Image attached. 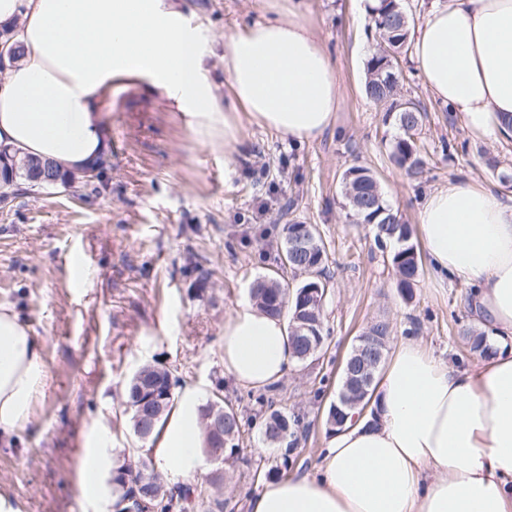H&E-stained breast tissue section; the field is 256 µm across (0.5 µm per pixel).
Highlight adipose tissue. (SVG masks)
<instances>
[{
    "label": "adipose tissue",
    "instance_id": "adipose-tissue-1",
    "mask_svg": "<svg viewBox=\"0 0 512 512\" xmlns=\"http://www.w3.org/2000/svg\"><path fill=\"white\" fill-rule=\"evenodd\" d=\"M224 38V95L208 78L212 44L180 0H0V24L24 54L0 80V145L80 171L109 150L101 103L119 80L165 93L211 143L241 119L309 143L340 107L335 65L295 5ZM414 61L435 99L473 134H512V0H433L414 31ZM415 232L435 277L472 286L493 356L467 367L399 344L367 408L346 411L313 473L268 482L252 512H512V196L467 180L425 194ZM284 318L241 305L224 322V374L277 385L294 363ZM44 381L41 347L0 306V439L27 422ZM202 392L185 388L153 450L175 478L205 465ZM107 432L81 449L75 478L104 503L115 468Z\"/></svg>",
    "mask_w": 512,
    "mask_h": 512
}]
</instances>
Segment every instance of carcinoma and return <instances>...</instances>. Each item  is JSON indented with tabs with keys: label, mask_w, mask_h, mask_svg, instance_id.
<instances>
[{
	"label": "carcinoma",
	"mask_w": 512,
	"mask_h": 512,
	"mask_svg": "<svg viewBox=\"0 0 512 512\" xmlns=\"http://www.w3.org/2000/svg\"><path fill=\"white\" fill-rule=\"evenodd\" d=\"M403 11L400 0H380V6L372 14V29L381 47L375 49L367 61L364 92L367 98L374 102L389 104L387 112L395 114V122L402 132V135L392 143L391 159L398 167L416 174L422 171L424 159L411 135L417 134L423 123L424 112L419 104L398 98L399 74L394 66L395 55L406 53L409 49L410 20ZM109 164L110 158L102 157L90 169L82 170L78 178L84 186L90 187L93 180L89 176V171L100 173ZM43 165L55 171L60 179V186L64 188L72 186L78 179L73 172L63 170L51 161L43 162L32 157L27 158L25 162L18 161L3 148L0 150V182L10 185L20 177L32 183L39 176ZM342 185L344 197L359 223L375 226L377 242L381 245L398 244V249L391 256V263L396 272L395 288L405 302L412 301L421 274L422 260L416 246L411 242L410 225L403 223L398 212L385 203L381 186L369 169L361 166L348 167L342 174ZM310 231L316 238L317 246L304 256L287 257V264L291 270L303 272L311 265L316 276L309 277L291 292L281 288L280 282L274 278L259 280L251 288V297L256 306L270 316L279 317L285 309L291 319H323L320 311L324 310V306H309L301 301V291L309 285H319L324 295L329 291V280L325 275L326 249L317 229L312 227ZM464 335L472 340L471 350L487 357L493 354L484 333L466 329ZM172 387V373L168 369L144 365L134 373L126 386V404L134 432H139L140 428L138 404L141 400L151 397L156 412L160 414L150 436V441L156 440L159 428L174 406ZM201 416L204 421L210 417H224V430L221 434L211 433L206 436L205 452L221 446L224 448L225 456L233 455L237 450L236 439L241 432L240 415L224 407L223 400L218 398L209 401L202 408ZM269 417L273 418L281 429V440L294 437L295 429L291 428V425L295 420L292 416L273 410ZM125 476L126 462L120 461L118 467L113 470V485L122 489L124 497L134 492L139 493L144 502L143 512H171L175 499L185 500L192 493L189 486L182 487L176 495L166 490L161 483H155L148 488L139 487L126 482Z\"/></svg>",
	"instance_id": "carcinoma-1"
}]
</instances>
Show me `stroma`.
Wrapping results in <instances>:
<instances>
[{
  "label": "stroma",
  "mask_w": 512,
  "mask_h": 512,
  "mask_svg": "<svg viewBox=\"0 0 512 512\" xmlns=\"http://www.w3.org/2000/svg\"><path fill=\"white\" fill-rule=\"evenodd\" d=\"M302 19L321 37L338 75L341 103L332 125L308 144L242 124L229 147L202 143L191 119L144 82L117 83L102 104L110 129L111 165L96 192L82 185L37 190L24 180L0 205V305L30 324L46 370L30 418L0 444V494L14 512H94L74 470L85 435L108 431L116 458L136 457L141 440L130 425L125 386L143 365L169 369L174 393H222L242 418L238 455L206 465L189 480L185 512H250L255 472H313L323 453L340 363L357 336L379 320L391 345L413 338L440 358L471 365L480 358L464 329L474 327L471 288L439 284L422 270L415 297L395 288L392 247L357 223L341 195L351 165L372 170L404 223L418 222V203L448 181L500 190L496 170L512 172V138L469 132L424 87L414 62H401V93L425 112L417 142L426 164L409 175L390 160L400 130L385 106L364 94L374 39L359 0H305ZM190 23L212 42L209 77L224 85V37L267 14L268 0H183ZM467 144L447 156L445 144ZM316 225L330 279L316 357L294 364L266 397L275 409L303 416L295 449L266 445L257 391L224 375V321L248 303L253 283L303 276L277 268L283 228Z\"/></svg>",
  "instance_id": "35a3bbf8"
}]
</instances>
